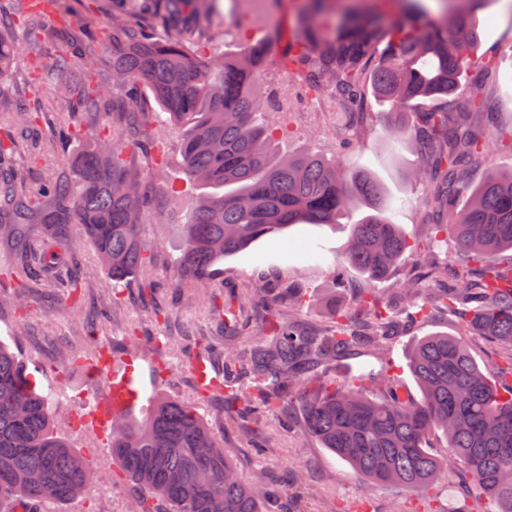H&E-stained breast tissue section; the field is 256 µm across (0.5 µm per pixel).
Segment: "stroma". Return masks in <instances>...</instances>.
<instances>
[{
	"instance_id": "obj_1",
	"label": "stroma",
	"mask_w": 512,
	"mask_h": 512,
	"mask_svg": "<svg viewBox=\"0 0 512 512\" xmlns=\"http://www.w3.org/2000/svg\"><path fill=\"white\" fill-rule=\"evenodd\" d=\"M278 5L263 19H256L244 4L218 0L216 25L196 30L187 45L196 51L217 50L231 56L251 44L268 40L277 27L296 21L305 0H277ZM112 10L111 0H59L58 7L43 19L46 32L69 26L88 38H95ZM479 34L475 63L470 70L472 85L482 87L489 103L503 123L512 122V21L495 0L477 16ZM494 59L497 70L485 75L482 63ZM262 90L276 97H288L293 104V120L304 131L284 141V149L323 155L340 160L347 168L370 171L382 185L393 219L400 224L410 242L425 243L428 238L423 184L411 181L417 168V153L412 137L391 143L380 134L379 105H372L370 127L354 132L349 146H341L334 133L336 114L325 96L309 95L298 81L268 62ZM33 100L53 98L51 84L39 82L26 53H19L9 76L0 79V128L9 129L7 115L18 93ZM141 117L153 142L147 154L129 156L133 172H148L147 203L142 215V236L153 249L152 276L165 317H156L142 303L137 283H130L121 299L112 297V281L100 266L89 243L78 253L83 302L76 308H62L58 299L69 293L65 279H58L51 290L54 304L43 299V289L27 296L26 310H18L12 300L0 299V339L18 354L41 389H48L56 376H63L68 398L57 411L56 431L70 440L80 454L93 460L96 473L83 494L65 505L45 503L41 512H128L137 491L112 459L109 446L96 437L82 434L76 424L84 396L97 383L85 369L98 360L102 349L136 352L140 362L162 365L157 374V389L167 395L197 400L198 411L211 431L224 444L243 480L251 484L272 483L287 487L295 474L305 482L299 490L302 512H423L421 500L398 487L373 485L362 488L351 467L306 435L300 426L298 407L292 406L256 421V429L271 432L270 447H257L255 441L240 434L229 422L220 395L197 399L190 363L196 354L224 346V333L209 314L210 303L222 300L229 291L252 288L271 289L273 306H256L249 314L252 326H261L269 311L293 316L310 327L328 324L327 312L312 303L314 296H329L334 286L330 275L344 256L350 238L346 223L331 225L301 224L283 234L266 237L249 249L230 256L212 278L209 287L178 280L173 263L179 254L178 226L185 221L184 202L171 199L167 188L182 186L187 196L199 194L184 172L180 143L182 131L167 125L164 113L151 94L139 101ZM67 117L60 112L42 113L34 126L40 160L32 165L27 154H20L16 166L28 182H36L63 159L79 151L83 143L62 134ZM304 289L301 303L289 302L282 285ZM445 332L458 335L456 318L439 315L411 325L392 348L382 354L364 348L341 358L330 368L337 381L345 382L361 373H384L412 398L420 391L408 368V352L417 338Z\"/></svg>"
}]
</instances>
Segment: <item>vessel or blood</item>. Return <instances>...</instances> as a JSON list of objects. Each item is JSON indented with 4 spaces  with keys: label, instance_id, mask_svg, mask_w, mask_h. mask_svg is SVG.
<instances>
[{
    "label": "vessel or blood",
    "instance_id": "1",
    "mask_svg": "<svg viewBox=\"0 0 512 512\" xmlns=\"http://www.w3.org/2000/svg\"><path fill=\"white\" fill-rule=\"evenodd\" d=\"M87 371L100 380L101 386L84 401L83 423L88 432L106 441L112 431L113 416L130 413L142 405L149 393L134 375L132 355L99 360L89 365Z\"/></svg>",
    "mask_w": 512,
    "mask_h": 512
}]
</instances>
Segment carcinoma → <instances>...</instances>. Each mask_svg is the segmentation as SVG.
Returning a JSON list of instances; mask_svg holds the SVG:
<instances>
[{
  "instance_id": "obj_1",
  "label": "carcinoma",
  "mask_w": 512,
  "mask_h": 512,
  "mask_svg": "<svg viewBox=\"0 0 512 512\" xmlns=\"http://www.w3.org/2000/svg\"><path fill=\"white\" fill-rule=\"evenodd\" d=\"M432 12L413 0L396 17L354 13L336 27L304 19L286 32L281 65L300 78L309 93L326 91L344 123L338 138L362 122L366 91L387 105L381 134L398 140L414 133L418 176L426 182V207L437 219L431 239L453 233L455 256L441 261L429 246L419 250L426 273L401 283L400 307L373 288L352 303L335 306L328 330L305 332L293 320L268 315L246 349H224V406L243 418L302 405L304 431L347 462L360 483L399 484L416 491L437 512L432 489L450 471H462L495 512H512V271L496 261L512 250V171L490 167L469 188L468 168L496 142L512 149V124L495 122L484 92L467 82L477 45L475 13L494 0H466ZM147 15L166 30L159 40L144 37L135 22ZM42 11L33 0H17L0 11V30L27 28L33 68L57 88L56 108L77 117L73 138L91 145L65 160L71 173L44 178L34 191L24 178L0 181V222L35 221V240L44 269L55 270L76 241L73 229L90 241L117 289L141 277L154 295L152 257L141 237L145 198L126 154L147 148L138 130L110 133L138 112L142 90L152 92L169 120L183 127L181 152L189 180L204 188L180 225L176 277L204 281L214 266L258 240L296 224H337L365 206L374 210L352 224L346 263L381 281L415 250L387 215L385 193L368 171L308 153L282 152L274 126L263 119L276 101L259 92L268 47L257 43L242 53H193L184 29L215 22L211 0H126L112 11V42L84 40L62 30L42 51L33 35ZM15 42L0 36V76H8ZM83 60L104 80H75ZM14 132L0 134V169L10 168L33 125L34 110ZM93 126L84 128L83 121ZM470 193V203L456 200ZM35 284L28 252L0 276V294ZM253 292H233L213 306L224 329L243 327L242 310ZM461 313L463 329L498 344L502 353L482 368L464 343L444 332L421 337L409 353V367L421 393L412 399L390 377L363 375L338 384L319 373L362 346L384 352L408 323L436 313ZM259 385L243 391V381ZM381 388L371 398L365 387ZM143 417L115 422L112 458L138 486L135 512H287L289 493L244 482L224 446L207 427L197 404L156 393ZM436 434L449 452L438 457L427 442ZM93 462L54 431L53 406L40 393L18 356L0 341V502L64 505L92 478Z\"/></svg>"
}]
</instances>
